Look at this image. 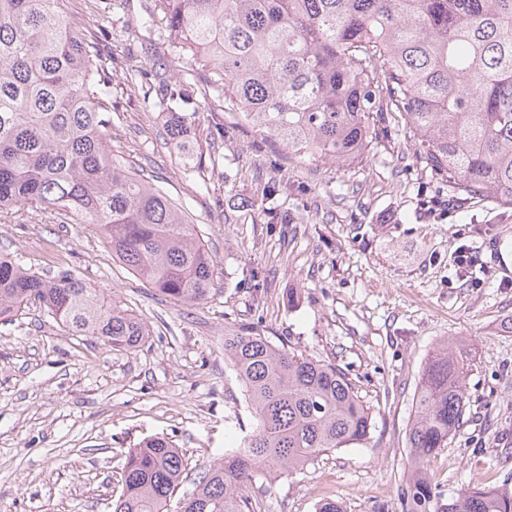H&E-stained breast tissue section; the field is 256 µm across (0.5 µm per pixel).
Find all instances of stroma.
<instances>
[{
	"label": "stroma",
	"mask_w": 512,
	"mask_h": 512,
	"mask_svg": "<svg viewBox=\"0 0 512 512\" xmlns=\"http://www.w3.org/2000/svg\"><path fill=\"white\" fill-rule=\"evenodd\" d=\"M153 0H60L62 12L104 40L112 59V148L154 175L187 208L215 258L211 299L174 304L113 261L85 224L0 214V252L33 270L54 245L63 265L110 289L151 330L135 352L107 351L68 335L31 306L0 322V512H109L129 448L173 440L190 472L236 447L250 429L242 388L224 367V330L251 325L277 345L335 363L372 414L364 444L325 452L281 480L256 478L261 512H402L408 430L420 370L449 338L476 353L465 379L463 424L430 470L443 493L512 489V208L459 202L423 169L395 113L351 169L301 158L200 99L189 139L218 148L220 168L185 163L162 142V113L132 88V70L156 60L201 79L200 66L144 28ZM286 221L267 223L262 194ZM468 245L476 266L457 273ZM299 299L289 303V291Z\"/></svg>",
	"instance_id": "35a3bbf8"
}]
</instances>
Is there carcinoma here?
Segmentation results:
<instances>
[{
    "label": "carcinoma",
    "instance_id": "cac0c4a2",
    "mask_svg": "<svg viewBox=\"0 0 512 512\" xmlns=\"http://www.w3.org/2000/svg\"><path fill=\"white\" fill-rule=\"evenodd\" d=\"M58 0H0V211L87 224L112 258L182 306L215 290V264L185 208L112 150V90L99 44ZM152 21L206 71L226 109L301 157L347 170L376 137L373 113L397 112L424 168L456 198L512 207V0H154ZM163 142L185 146L200 88L153 67ZM71 336L134 352L142 318L60 269L46 278L0 254V321L30 304ZM249 432L192 479L180 512H258L254 476L282 479L319 455L360 445L370 408L336 365L224 329ZM472 355L444 341L423 366L408 431L407 512H512V491L445 497L430 462L463 422ZM186 471L165 436L130 449L112 512H169Z\"/></svg>",
    "mask_w": 512,
    "mask_h": 512
}]
</instances>
